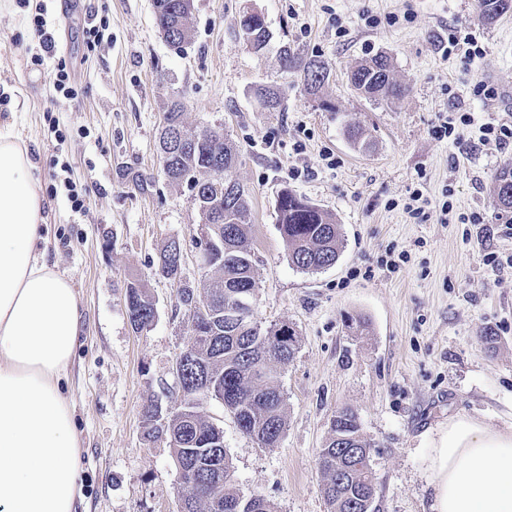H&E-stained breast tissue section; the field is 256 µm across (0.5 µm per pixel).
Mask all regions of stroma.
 <instances>
[{
  "label": "stroma",
  "instance_id": "1",
  "mask_svg": "<svg viewBox=\"0 0 512 512\" xmlns=\"http://www.w3.org/2000/svg\"><path fill=\"white\" fill-rule=\"evenodd\" d=\"M247 5L270 31L260 55L238 31ZM40 7L56 23L57 52L37 66L30 18ZM368 16L377 26H366ZM102 22L103 39L89 46L88 28ZM452 27L477 34L482 58L444 54ZM191 29L189 45L170 46L152 0H30L25 8L0 0V120L14 123L39 160L47 257L83 308L68 385L83 439L78 512H178L169 444L143 437L149 401L180 404L174 368L192 330L178 284L156 272L161 249L182 242L183 284L198 287L205 275L192 241L202 222L193 193L169 184L160 161L159 133L175 100L195 130H223L237 145L231 176L251 204L254 318L289 323L298 335L276 378L286 398L276 447L243 434L220 401L201 406L224 431L240 494L266 498L275 512H330L318 452L334 411L348 406L372 446L375 512H431L432 432L462 416L492 429L512 423V235L493 198L512 144L478 142L480 124L512 120V12L489 25L479 0H194ZM285 45L328 63L319 97L282 69ZM381 52L408 88L389 106L349 81ZM61 60L75 97L53 87ZM262 85L280 88V110L255 96ZM326 101L334 111L323 110ZM456 108L472 113L474 126L460 141L435 139L433 127ZM349 123L366 131L370 150L351 144ZM70 182L82 190L78 212ZM285 187L339 224L335 265L307 272L291 264L276 213ZM447 189L454 209L445 216ZM417 190L428 200L423 220L404 208ZM474 212L482 223H461ZM491 255L497 265H488ZM138 282L156 303L141 332L125 303Z\"/></svg>",
  "mask_w": 512,
  "mask_h": 512
}]
</instances>
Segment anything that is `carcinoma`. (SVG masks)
Instances as JSON below:
<instances>
[{
	"instance_id": "cac0c4a2",
	"label": "carcinoma",
	"mask_w": 512,
	"mask_h": 512,
	"mask_svg": "<svg viewBox=\"0 0 512 512\" xmlns=\"http://www.w3.org/2000/svg\"><path fill=\"white\" fill-rule=\"evenodd\" d=\"M153 14L165 41L181 48L189 42L188 16L179 10L180 0H152ZM482 17L492 24L512 12L505 0H481ZM242 34H256L269 42V34L254 18L239 16ZM283 68L303 73L306 93L316 96L327 78L328 64L321 59L303 60L284 46L279 53ZM356 90L370 100L393 104L404 97L406 87L393 77L390 59L379 54L359 64L350 74ZM256 94L269 110L281 105L278 90L259 87ZM185 106L171 103L164 113V125L178 127L185 135L197 139L198 148L166 165L164 174L170 183H187L202 218L220 203L224 211L223 250L210 252L209 268L215 274L204 280L200 289H177L179 302L192 318V334L182 353L181 387L188 391L185 399L195 402L207 398L209 387H217L219 398L234 416L239 429L262 448L277 445L284 428L285 398L275 384V367L293 360L298 339L296 330L287 323H272L261 328L254 320L231 323L226 308L237 294L254 299L256 270L247 249L250 207L243 186L218 198L211 184L207 162L218 154L224 165L234 168L239 152L226 137L197 133L184 121ZM494 198L505 216L512 214V163L502 167L495 177ZM276 210L291 263L304 271H318L336 263L340 249V229L332 217L318 205L285 188L276 200ZM176 242L166 244L159 254L157 271L173 282H181L172 261ZM126 304L141 318L140 329L153 323V297L138 283L127 286ZM174 440L170 445L174 458H183L192 471L194 487L181 489L179 501L187 503L185 512H274L265 498H246L234 486L229 457L224 448V433L216 429L195 405L188 412L169 419L166 432L144 426V435H159ZM371 448L362 437L357 413L341 407L330 423V435L318 455L323 477L322 492L330 512H366V494L375 491L370 468Z\"/></svg>"
}]
</instances>
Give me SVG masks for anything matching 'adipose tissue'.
<instances>
[{
  "instance_id": "obj_1",
  "label": "adipose tissue",
  "mask_w": 512,
  "mask_h": 512,
  "mask_svg": "<svg viewBox=\"0 0 512 512\" xmlns=\"http://www.w3.org/2000/svg\"><path fill=\"white\" fill-rule=\"evenodd\" d=\"M30 147L0 125V512H75L82 438L64 385L81 334L70 279L46 256V197ZM432 512H512V427L449 420Z\"/></svg>"
}]
</instances>
